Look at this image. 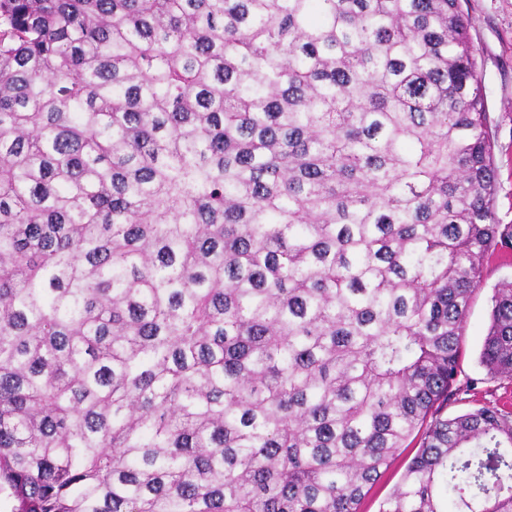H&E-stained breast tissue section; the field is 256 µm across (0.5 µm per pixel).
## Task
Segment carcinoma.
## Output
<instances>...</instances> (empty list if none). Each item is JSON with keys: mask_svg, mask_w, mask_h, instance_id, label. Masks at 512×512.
<instances>
[{"mask_svg": "<svg viewBox=\"0 0 512 512\" xmlns=\"http://www.w3.org/2000/svg\"><path fill=\"white\" fill-rule=\"evenodd\" d=\"M493 148L460 0H0L15 512H512ZM512 279V250L495 251L484 262L483 284L472 300L465 338L464 353L459 363L458 384L476 379L474 391L461 394L458 403L443 409L444 415H453L483 404L512 403V380L491 378L479 363V353L489 326L493 288L503 280ZM419 441L415 440L409 448L399 456L390 469L385 473L381 481L372 488L360 505V512H378L380 501L388 494L390 489L399 481L404 471L406 461L412 457L418 449Z\"/></svg>", "mask_w": 512, "mask_h": 512, "instance_id": "1", "label": "carcinoma"}]
</instances>
